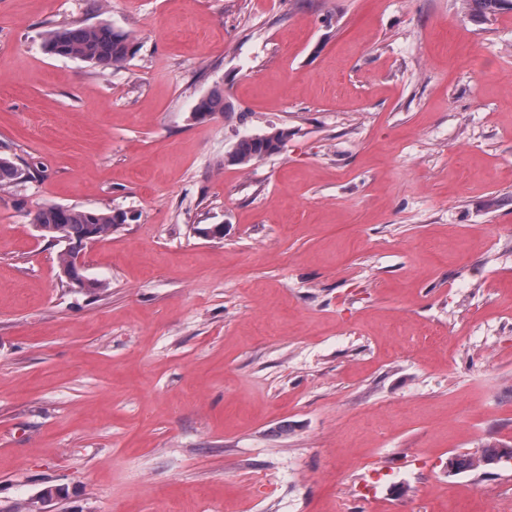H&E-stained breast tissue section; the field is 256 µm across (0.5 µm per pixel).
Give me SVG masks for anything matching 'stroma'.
Instances as JSON below:
<instances>
[{
    "mask_svg": "<svg viewBox=\"0 0 512 512\" xmlns=\"http://www.w3.org/2000/svg\"><path fill=\"white\" fill-rule=\"evenodd\" d=\"M67 23L127 62L49 54ZM4 155L0 512H512V462L448 471L512 443L511 7L0 0ZM47 204L127 214L97 287ZM508 0H464V8L471 17L486 19L503 9ZM511 4V3H509ZM46 51L60 57L76 58L101 70L121 67L130 52L129 35L111 24L81 26L65 24L51 32ZM231 109L230 104L224 102V94L221 91H214L210 95L201 98L195 105L193 114L202 120L216 112H227ZM288 135V129H274L266 134L240 139L231 153L234 158L233 163L248 165L265 155L277 153L288 139ZM504 454H508L512 459V445L509 442H498L486 446V448L481 452V455L477 458V460H475V455H455L448 462L451 469L449 473L455 474L460 472H466L474 468L492 469L496 465H484L482 464V461L490 462ZM511 459L508 457H503L501 461Z\"/></svg>",
    "mask_w": 512,
    "mask_h": 512,
    "instance_id": "1",
    "label": "stroma"
}]
</instances>
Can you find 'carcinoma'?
<instances>
[{
  "label": "carcinoma",
  "mask_w": 512,
  "mask_h": 512,
  "mask_svg": "<svg viewBox=\"0 0 512 512\" xmlns=\"http://www.w3.org/2000/svg\"><path fill=\"white\" fill-rule=\"evenodd\" d=\"M508 0H464V8L471 17L486 19L498 11ZM46 51L68 58L80 59L101 70L121 67L130 52L129 35L117 30L108 23L98 26L65 24L51 32L46 42ZM230 104L224 102V94L214 91L200 99L195 105V115L205 119L217 112H227ZM286 129H275L266 134L240 139L232 155L234 163L247 165L265 155L279 151L288 139ZM23 178V173L8 158L0 157V187H10ZM32 223L45 228L41 235L52 239L66 238L70 242H81L91 233L103 239L122 223L118 216L96 209H81L60 204H48L39 208L32 217ZM507 454L512 457V444L498 442L486 446L481 455H456L449 460L452 473H460L474 468L492 469L490 461Z\"/></svg>",
  "instance_id": "cac0c4a2"
}]
</instances>
